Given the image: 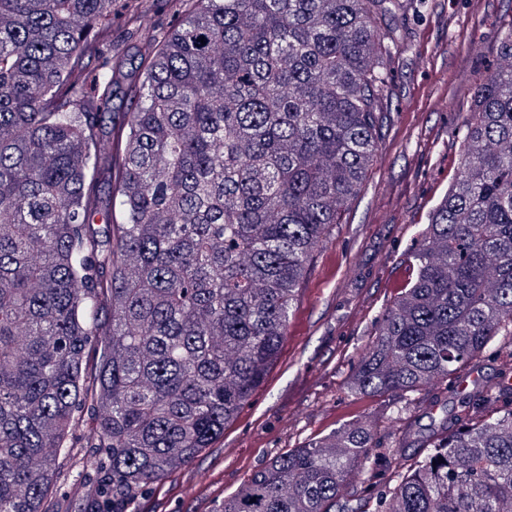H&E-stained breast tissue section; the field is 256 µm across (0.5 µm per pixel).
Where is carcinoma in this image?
Instances as JSON below:
<instances>
[{"mask_svg": "<svg viewBox=\"0 0 512 512\" xmlns=\"http://www.w3.org/2000/svg\"><path fill=\"white\" fill-rule=\"evenodd\" d=\"M115 2L0 0V512H47L88 397L90 512H138L224 436L360 191L402 47L384 25L401 0H189L152 32L126 0L124 25L154 46L127 68ZM409 262L353 377L367 396L415 392L512 336V27ZM374 447L352 424L292 448L216 512H336ZM341 512H512V410L432 440L375 504Z\"/></svg>", "mask_w": 512, "mask_h": 512, "instance_id": "carcinoma-1", "label": "carcinoma"}]
</instances>
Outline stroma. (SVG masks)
Returning a JSON list of instances; mask_svg holds the SVG:
<instances>
[{"label":"stroma","mask_w":512,"mask_h":512,"mask_svg":"<svg viewBox=\"0 0 512 512\" xmlns=\"http://www.w3.org/2000/svg\"><path fill=\"white\" fill-rule=\"evenodd\" d=\"M510 22L512 0H413L400 25L404 51L390 65L378 153L313 255L277 360L223 438L143 496L139 512H217L272 458L353 423L368 426L378 446L344 492L372 501L425 454L441 418L455 429L477 420L479 406L464 410L458 401L512 368V336L497 337L476 368L405 400L360 394L351 381L409 279L408 252L455 179L466 111ZM473 370L479 381L460 388ZM95 429L90 415L74 421L78 446L59 459L49 512H86L82 477ZM389 448L396 456L386 457Z\"/></svg>","instance_id":"obj_1"}]
</instances>
